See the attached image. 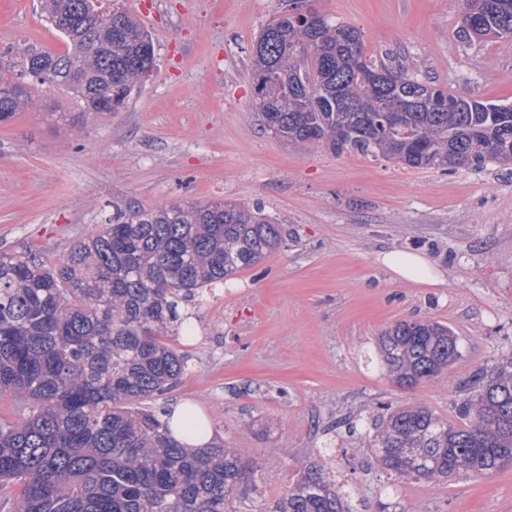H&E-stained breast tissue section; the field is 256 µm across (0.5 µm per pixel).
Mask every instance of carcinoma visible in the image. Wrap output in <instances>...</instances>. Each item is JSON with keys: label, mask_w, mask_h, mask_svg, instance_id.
I'll return each mask as SVG.
<instances>
[{"label": "carcinoma", "mask_w": 512, "mask_h": 512, "mask_svg": "<svg viewBox=\"0 0 512 512\" xmlns=\"http://www.w3.org/2000/svg\"><path fill=\"white\" fill-rule=\"evenodd\" d=\"M40 0L66 42L52 83L88 112L120 111L153 66L150 34L119 0ZM288 0L251 57L253 106L291 145L384 157L412 168L512 165V104L457 97L409 66L376 61L354 26ZM112 16V25L104 17ZM469 41L512 40V0H462ZM41 53L0 55V121L23 111ZM77 68L81 80L66 75ZM281 224L244 202L112 204V217L50 261L0 252V490L11 512H240L234 492L254 469L241 448L182 444L143 406L188 369L170 343L193 336L186 303L276 251ZM461 352L448 326L402 320L378 338V360L412 390L448 376ZM463 425L423 405L386 408L364 447L393 480L440 483L512 465V370L476 373ZM260 512H354L331 468L302 462L288 492Z\"/></svg>", "instance_id": "1"}]
</instances>
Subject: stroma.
<instances>
[{
    "label": "stroma",
    "instance_id": "35a3bbf8",
    "mask_svg": "<svg viewBox=\"0 0 512 512\" xmlns=\"http://www.w3.org/2000/svg\"><path fill=\"white\" fill-rule=\"evenodd\" d=\"M149 31L155 63L118 112L93 116L67 90L36 86L0 123V251L57 259L116 202L260 203L281 247L195 308L196 337L176 338L188 370L156 408L189 401L216 440L245 451L256 512L327 450L358 512H512V465L486 476L390 483L348 420L420 403L457 421L463 381L512 364V168L415 169L357 153L298 149L264 129L249 62L287 0H121ZM357 27L366 52L400 59L463 98L512 103V41L470 45L460 0H311ZM17 43L61 53L39 0H0V54ZM419 252L438 286L400 281L379 254ZM431 319L457 336L448 378L412 390L374 363L379 334Z\"/></svg>",
    "mask_w": 512,
    "mask_h": 512
}]
</instances>
